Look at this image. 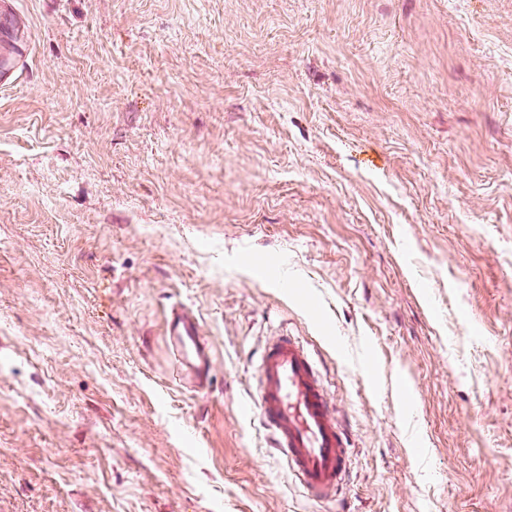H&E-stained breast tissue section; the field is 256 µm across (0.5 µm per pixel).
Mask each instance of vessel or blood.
<instances>
[{
	"label": "vessel or blood",
	"instance_id": "1",
	"mask_svg": "<svg viewBox=\"0 0 512 512\" xmlns=\"http://www.w3.org/2000/svg\"><path fill=\"white\" fill-rule=\"evenodd\" d=\"M166 334L176 378L208 384L211 349L196 314L172 306ZM255 370V418L299 485L316 496H331L346 477L352 452L333 413L317 356L296 337L280 336L263 349Z\"/></svg>",
	"mask_w": 512,
	"mask_h": 512
}]
</instances>
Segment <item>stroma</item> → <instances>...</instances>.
I'll return each mask as SVG.
<instances>
[{"label": "stroma", "mask_w": 512, "mask_h": 512, "mask_svg": "<svg viewBox=\"0 0 512 512\" xmlns=\"http://www.w3.org/2000/svg\"><path fill=\"white\" fill-rule=\"evenodd\" d=\"M11 12L0 512H512V0ZM286 332L352 436L336 500L243 412ZM166 336L175 378L204 387L209 383L211 349L195 313L173 305L167 317Z\"/></svg>", "instance_id": "obj_1"}]
</instances>
